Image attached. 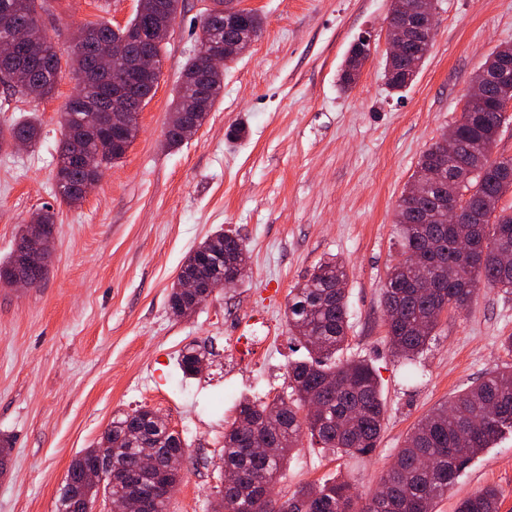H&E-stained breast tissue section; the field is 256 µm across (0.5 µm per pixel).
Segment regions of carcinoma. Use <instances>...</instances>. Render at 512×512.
Here are the masks:
<instances>
[{"label":"carcinoma","instance_id":"obj_1","mask_svg":"<svg viewBox=\"0 0 512 512\" xmlns=\"http://www.w3.org/2000/svg\"><path fill=\"white\" fill-rule=\"evenodd\" d=\"M161 12L135 14L127 26L148 29L162 22H174L181 11V0H159ZM46 0H0V9L13 11L22 27L45 10ZM224 0H212L202 21V35L221 31L227 43L241 40L244 31L224 26ZM89 35L74 43L67 64L77 75L91 71L101 45L121 38L122 29L106 22L88 23ZM23 51L30 60V79L40 97L50 95L56 82L43 74V62L56 57L53 40L45 30H32ZM370 55V47L361 43L351 48L340 74L341 85L351 87ZM161 72L145 85L143 98L131 103V121L154 96ZM127 77L124 63L118 61L112 73L98 79L79 93L105 102L112 95V84ZM389 88L404 92L414 76L398 62H385ZM224 89V76L207 73L197 57L187 60L182 78L171 102V111L181 114L180 121L203 123ZM509 122L499 102L487 101L465 110L451 126L461 145V153L444 169L442 187L426 183L427 173L440 162L439 142H433L419 159L412 178L425 182L418 197H409L406 187L397 203V224L401 255L421 252L428 260L417 264L397 261L391 265L382 292L385 325L395 353L406 360L415 359L428 345L441 314L468 306L480 287L499 288L512 293V261L504 264L499 256L512 253V210L492 206L501 191L512 157H493V150L504 125ZM61 140L58 146L56 179L62 189L60 202L68 206L78 201L81 187L90 173L72 161L76 153L101 152L109 165L123 158L126 150L112 141V131L88 118L84 111L65 105L59 115ZM41 134L35 120H17L0 128V151H8L17 141L32 146ZM464 203V210L487 203L491 207L471 224L438 223L442 195ZM476 246L485 252L483 264L460 274L450 259L461 246ZM248 257L245 242L230 231L218 232L193 250L182 271L218 284L234 276L235 268ZM347 270L337 257H329L291 289L286 317L288 332L308 352V356L288 364L290 394L272 401L258 402L244 397L236 407V416L224 429V465L234 470L236 481L218 492L217 505L223 512H271L274 501L271 485L301 444L304 434L335 453L369 456L378 447L384 421V403L376 369L364 360L343 357L348 345L349 307ZM201 300L174 285L169 294L172 312L196 307ZM205 354L194 347L180 354L179 366L186 376L200 373L197 367ZM505 429L512 430V368H498L455 397L427 414L407 435L392 467L385 477L391 488L386 499L370 506H357L351 484L328 480L314 487L303 485L294 492L295 508H305L314 499L313 512H433L436 501L448 493L462 470L473 458L492 446ZM263 435L266 446L256 452L249 447L253 433ZM112 439L120 441L113 454L115 478L102 488L87 487L81 481L82 469L93 449L88 448L69 466L65 483L56 501L57 512H71L74 503L99 490L122 494L134 485L145 497L164 481L175 487L182 479V468L171 460L186 454L187 444L170 429L159 412L141 407L112 417ZM158 449L159 468L139 467V448L143 442ZM456 512H499V494L486 488L461 499Z\"/></svg>","mask_w":512,"mask_h":512}]
</instances>
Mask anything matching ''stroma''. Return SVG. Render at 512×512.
<instances>
[{"instance_id":"35a3bbf8","label":"stroma","mask_w":512,"mask_h":512,"mask_svg":"<svg viewBox=\"0 0 512 512\" xmlns=\"http://www.w3.org/2000/svg\"><path fill=\"white\" fill-rule=\"evenodd\" d=\"M264 18L260 37L224 70V90L182 145L164 141L172 95L197 52L211 0H183L162 51V75L139 112V133L78 206L56 188L58 114L78 80L62 67L52 96L0 90V126L25 115L42 136L0 152V260L46 206L56 212L54 255L38 287L0 285V512H55L71 462L96 446L116 412L146 406L188 444L169 512H211L223 483L224 426L239 398L288 392V364L306 351L288 333V294L328 256L347 267L351 312L345 357L370 363L386 408L376 452L338 456L303 438L278 475L276 496L334 477L369 498L407 433L439 404L512 362V294L480 289L471 305L442 316L428 349L394 358L382 289L398 253L397 201L417 163L462 112L485 59L512 44V0H436L430 53L404 94L384 77L390 0H242ZM136 0H47L44 28L61 59L70 32L89 22L125 24ZM369 37L359 79L342 88L350 46ZM241 124L246 135L225 133ZM248 245V275L218 290L190 316L168 295L186 257L215 232ZM211 351L186 377L184 348ZM512 512V432L479 454L434 512L487 486Z\"/></svg>"}]
</instances>
